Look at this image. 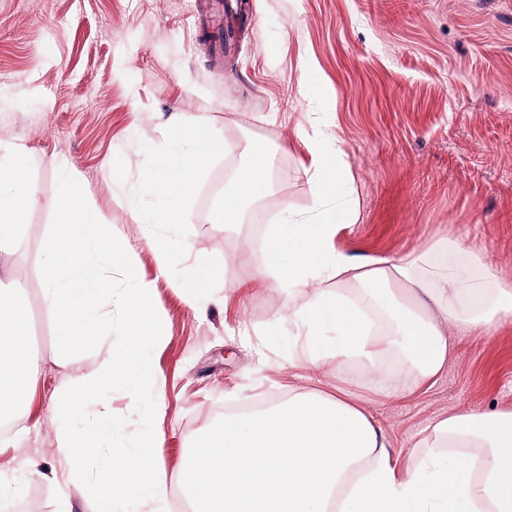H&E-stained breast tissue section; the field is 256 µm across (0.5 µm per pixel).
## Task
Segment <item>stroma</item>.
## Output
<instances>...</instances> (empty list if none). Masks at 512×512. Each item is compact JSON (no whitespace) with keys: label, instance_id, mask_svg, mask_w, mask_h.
Returning a JSON list of instances; mask_svg holds the SVG:
<instances>
[{"label":"stroma","instance_id":"stroma-1","mask_svg":"<svg viewBox=\"0 0 512 512\" xmlns=\"http://www.w3.org/2000/svg\"><path fill=\"white\" fill-rule=\"evenodd\" d=\"M190 0H0V144L36 158L37 203L0 289L21 286L43 369L0 432V494L19 512H59L55 477L63 385L89 376L109 344L59 359L42 303L40 261L64 161L87 201L138 253L154 281L166 334L152 354L164 382L155 458L182 493L188 453L225 408L280 402L291 390L344 386L407 465L431 421L463 410L512 411V323L457 338L444 370L421 385L381 389L356 366L292 367L285 292L241 287L262 249L238 258L221 216L224 180L246 148L270 159L271 185L247 216L265 236L283 208L308 215L317 198L305 141L313 103L328 112L351 164L359 221L337 244L360 257H402L441 236L481 252L512 286V0H247V22L223 62L189 17ZM202 117L222 149L185 200L181 243L157 259L131 210L151 205L142 176L170 160L172 127ZM215 296L194 308L175 281L191 255ZM167 276H160V269ZM268 324L255 351L243 327Z\"/></svg>","mask_w":512,"mask_h":512}]
</instances>
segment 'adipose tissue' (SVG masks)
Here are the masks:
<instances>
[{"label":"adipose tissue","mask_w":512,"mask_h":512,"mask_svg":"<svg viewBox=\"0 0 512 512\" xmlns=\"http://www.w3.org/2000/svg\"><path fill=\"white\" fill-rule=\"evenodd\" d=\"M173 137L181 153L146 177L157 203L132 212L161 256L178 242L182 203L217 149L201 118L175 126ZM304 138L318 207L309 216L284 211L262 242L264 265L245 277L287 290L290 364L355 363L371 379L406 374L421 384L443 370L453 337L512 322V286L461 242L444 239L404 258L338 248L340 231L358 220L348 154L325 116ZM34 163L18 146L0 154V254L35 203ZM270 176L258 153L238 169L224 193L225 224H243L246 204L264 196ZM40 364L23 305L0 291V408L26 400ZM420 445L416 465L399 469L361 401L305 388L210 427L187 458L186 495L191 512H512V411L438 417Z\"/></svg>","instance_id":"adipose-tissue-1"}]
</instances>
